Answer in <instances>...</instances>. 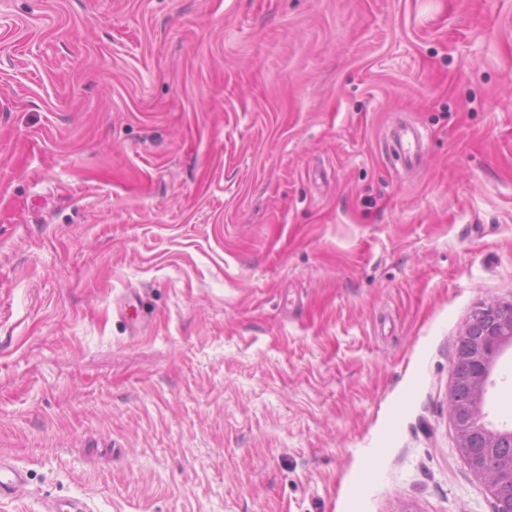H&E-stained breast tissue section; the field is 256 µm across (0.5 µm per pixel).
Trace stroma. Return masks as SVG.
<instances>
[{
    "mask_svg": "<svg viewBox=\"0 0 512 512\" xmlns=\"http://www.w3.org/2000/svg\"><path fill=\"white\" fill-rule=\"evenodd\" d=\"M493 300L512 0H0V512H494L448 413ZM422 144L420 132L411 126L401 125L394 134V150L407 168L418 163ZM26 486L24 472L8 459L0 458V497L17 495Z\"/></svg>",
    "mask_w": 512,
    "mask_h": 512,
    "instance_id": "stroma-1",
    "label": "stroma"
}]
</instances>
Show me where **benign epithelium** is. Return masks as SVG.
Segmentation results:
<instances>
[{
	"label": "benign epithelium",
	"mask_w": 512,
	"mask_h": 512,
	"mask_svg": "<svg viewBox=\"0 0 512 512\" xmlns=\"http://www.w3.org/2000/svg\"><path fill=\"white\" fill-rule=\"evenodd\" d=\"M477 318L482 320V325L474 330L469 324L463 333L473 340L466 351L456 353L448 393L457 451L466 458L476 452L492 454L503 439L512 441L511 430L504 432L484 421L485 399L495 362L505 348L512 347V304L490 303L477 312ZM459 386L470 391V398L464 404L455 399ZM469 469L494 498L501 484H512V455L501 459L498 470L493 473L474 463L469 464Z\"/></svg>",
	"instance_id": "benign-epithelium-1"
}]
</instances>
